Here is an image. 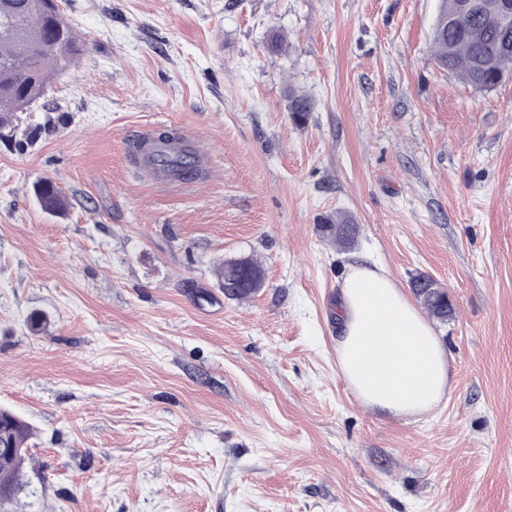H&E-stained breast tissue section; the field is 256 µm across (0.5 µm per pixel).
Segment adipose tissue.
Segmentation results:
<instances>
[{
  "mask_svg": "<svg viewBox=\"0 0 512 512\" xmlns=\"http://www.w3.org/2000/svg\"><path fill=\"white\" fill-rule=\"evenodd\" d=\"M336 307L339 366L360 402L409 416L430 411L448 395L452 367L433 327L376 264L357 260Z\"/></svg>",
  "mask_w": 512,
  "mask_h": 512,
  "instance_id": "obj_1",
  "label": "adipose tissue"
}]
</instances>
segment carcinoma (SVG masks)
<instances>
[{
	"label": "carcinoma",
	"mask_w": 512,
	"mask_h": 512,
	"mask_svg": "<svg viewBox=\"0 0 512 512\" xmlns=\"http://www.w3.org/2000/svg\"><path fill=\"white\" fill-rule=\"evenodd\" d=\"M501 0H481L475 13L456 11V0H440L432 32V51L438 65L465 83L488 89L496 86L512 71V45L503 46ZM83 54L81 43L64 22L49 11L48 0H0V133L16 128L17 113L28 110L41 99L47 85L72 67ZM311 100L303 93L288 95L289 115L296 122L307 119ZM148 162L161 163L173 177L193 174L188 153L163 157L150 153ZM41 206L51 212L64 208L59 189L48 179L34 184ZM330 230L339 246L354 242L356 226L342 215ZM218 285L231 299L245 298L264 286V270L253 258L245 266L224 262L215 270ZM412 291L435 318L446 321L453 317L447 289L436 285L428 276L417 275ZM31 425L13 411L0 407V446L20 448L12 458L0 454V507L15 499L21 490L23 466L28 457Z\"/></svg>",
	"instance_id": "carcinoma-1"
}]
</instances>
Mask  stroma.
Masks as SVG:
<instances>
[{
	"mask_svg": "<svg viewBox=\"0 0 512 512\" xmlns=\"http://www.w3.org/2000/svg\"><path fill=\"white\" fill-rule=\"evenodd\" d=\"M61 5L86 50L0 138V406L34 429L15 512L512 506V74L437 65L440 0ZM147 128L205 161L157 182ZM357 254L450 295L453 388L427 413L367 408L339 370ZM242 256L265 285L225 298L213 271ZM33 189L37 199L45 210L57 212L64 208V197L52 181L41 179L34 184Z\"/></svg>",
	"mask_w": 512,
	"mask_h": 512,
	"instance_id": "obj_1",
	"label": "stroma"
}]
</instances>
